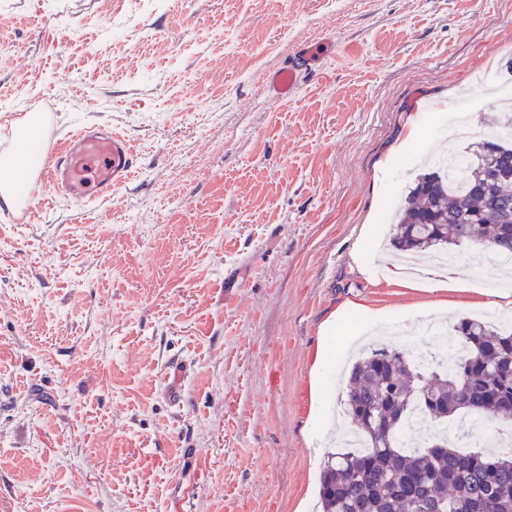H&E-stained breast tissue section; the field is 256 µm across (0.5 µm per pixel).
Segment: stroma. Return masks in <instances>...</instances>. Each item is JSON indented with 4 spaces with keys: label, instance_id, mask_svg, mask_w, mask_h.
<instances>
[{
    "label": "stroma",
    "instance_id": "obj_1",
    "mask_svg": "<svg viewBox=\"0 0 512 512\" xmlns=\"http://www.w3.org/2000/svg\"><path fill=\"white\" fill-rule=\"evenodd\" d=\"M511 60L512 0H0V146L45 102L140 159L105 202H0V512H313L359 339L439 356L426 320L512 316V271L459 250L472 290L428 313L378 249L415 159L489 136ZM317 48L308 45L297 51L287 65L273 73L267 83L268 92L277 99L287 101L298 94L302 72L309 69Z\"/></svg>",
    "mask_w": 512,
    "mask_h": 512
}]
</instances>
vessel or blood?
Segmentation results:
<instances>
[{
	"instance_id": "vessel-or-blood-1",
	"label": "vessel or blood",
	"mask_w": 512,
	"mask_h": 512,
	"mask_svg": "<svg viewBox=\"0 0 512 512\" xmlns=\"http://www.w3.org/2000/svg\"><path fill=\"white\" fill-rule=\"evenodd\" d=\"M316 52L314 46L297 51L287 65L273 73L267 83L277 99L294 98L302 72L309 69ZM139 167V157L130 140L108 126L86 124L53 144L49 166L29 177L31 190L8 213L10 222L30 223L42 206L45 185H52L57 196L75 201L109 198L132 179Z\"/></svg>"
}]
</instances>
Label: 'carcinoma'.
<instances>
[{
  "instance_id": "carcinoma-1",
  "label": "carcinoma",
  "mask_w": 512,
  "mask_h": 512,
  "mask_svg": "<svg viewBox=\"0 0 512 512\" xmlns=\"http://www.w3.org/2000/svg\"><path fill=\"white\" fill-rule=\"evenodd\" d=\"M467 158L459 186L439 168L415 178L395 250L452 254L465 247L512 258V142L485 140ZM451 331L465 352L450 368L436 360L419 365L386 347L353 365L345 410L365 448L328 457L322 512H512V450L462 452L431 433L419 449L400 441L414 417L488 415L512 423V329L464 317Z\"/></svg>"
}]
</instances>
